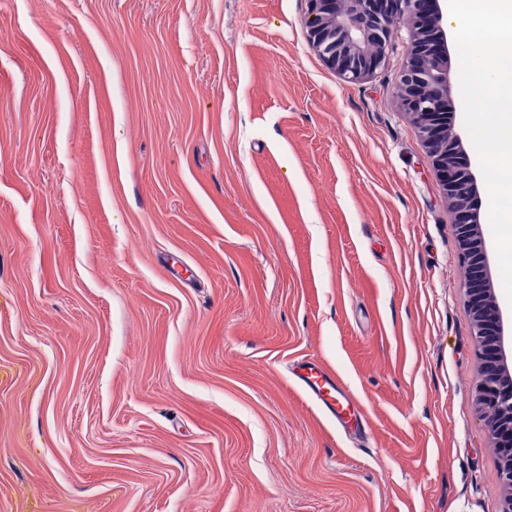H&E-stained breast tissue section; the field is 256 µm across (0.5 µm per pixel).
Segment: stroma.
<instances>
[{"instance_id":"stroma-1","label":"stroma","mask_w":512,"mask_h":512,"mask_svg":"<svg viewBox=\"0 0 512 512\" xmlns=\"http://www.w3.org/2000/svg\"><path fill=\"white\" fill-rule=\"evenodd\" d=\"M306 8L0 0V512H502L409 34ZM294 376L298 385L319 402L324 413L336 420V425H342L351 415V393L337 377L310 361L298 362Z\"/></svg>"}]
</instances>
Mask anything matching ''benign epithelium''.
<instances>
[{
	"label": "benign epithelium",
	"mask_w": 512,
	"mask_h": 512,
	"mask_svg": "<svg viewBox=\"0 0 512 512\" xmlns=\"http://www.w3.org/2000/svg\"><path fill=\"white\" fill-rule=\"evenodd\" d=\"M305 25L313 50L350 81L372 75L384 62L397 23L406 25L411 51L400 75V106L417 127L453 209L468 269L463 283L481 353L476 386L481 421L498 451L499 478L512 512V368L495 294L484 280V239L479 213L469 209L477 186L470 161L453 133L448 40L440 0H307Z\"/></svg>",
	"instance_id": "1"
}]
</instances>
